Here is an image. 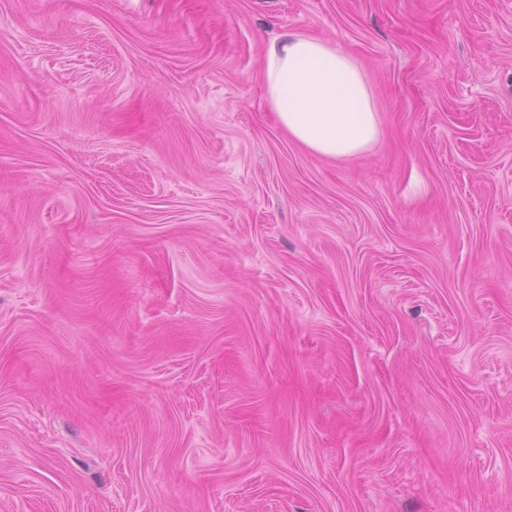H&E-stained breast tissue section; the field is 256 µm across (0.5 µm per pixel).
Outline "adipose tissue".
Masks as SVG:
<instances>
[{
	"label": "adipose tissue",
	"mask_w": 512,
	"mask_h": 512,
	"mask_svg": "<svg viewBox=\"0 0 512 512\" xmlns=\"http://www.w3.org/2000/svg\"><path fill=\"white\" fill-rule=\"evenodd\" d=\"M260 79L279 126L312 154L350 158L378 140V112L363 69L328 42L278 35L266 47Z\"/></svg>",
	"instance_id": "obj_1"
}]
</instances>
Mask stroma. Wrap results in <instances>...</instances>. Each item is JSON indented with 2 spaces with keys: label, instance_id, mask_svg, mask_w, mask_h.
I'll list each match as a JSON object with an SVG mask.
<instances>
[{
  "label": "stroma",
  "instance_id": "obj_1",
  "mask_svg": "<svg viewBox=\"0 0 512 512\" xmlns=\"http://www.w3.org/2000/svg\"><path fill=\"white\" fill-rule=\"evenodd\" d=\"M0 512H512V0H0ZM260 79L279 126L312 154L350 158L378 140V112L363 69L328 42L278 35L266 47Z\"/></svg>",
  "mask_w": 512,
  "mask_h": 512
}]
</instances>
